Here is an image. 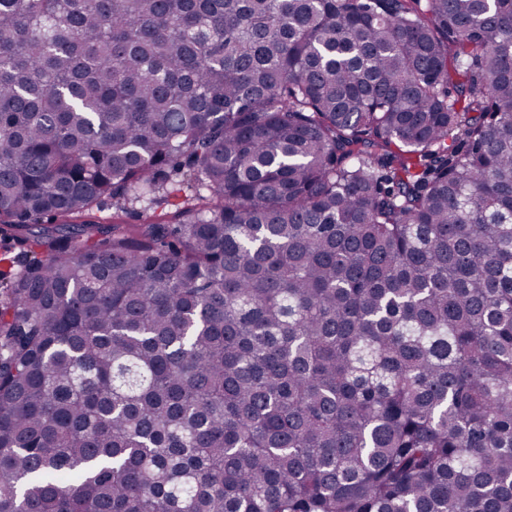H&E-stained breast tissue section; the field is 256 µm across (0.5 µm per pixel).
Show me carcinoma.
<instances>
[{"instance_id":"obj_1","label":"carcinoma","mask_w":512,"mask_h":512,"mask_svg":"<svg viewBox=\"0 0 512 512\" xmlns=\"http://www.w3.org/2000/svg\"><path fill=\"white\" fill-rule=\"evenodd\" d=\"M0 235V512H512V0H0Z\"/></svg>"}]
</instances>
